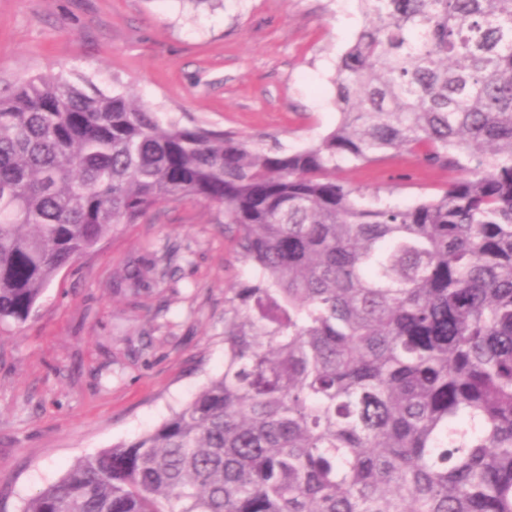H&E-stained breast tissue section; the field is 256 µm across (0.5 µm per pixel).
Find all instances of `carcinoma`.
<instances>
[{"label":"carcinoma","instance_id":"obj_1","mask_svg":"<svg viewBox=\"0 0 512 512\" xmlns=\"http://www.w3.org/2000/svg\"><path fill=\"white\" fill-rule=\"evenodd\" d=\"M309 147L162 121L61 75L0 98V326L117 224L224 209L258 270L224 371L21 512H512V0H357ZM466 176L367 206L346 161Z\"/></svg>","mask_w":512,"mask_h":512}]
</instances>
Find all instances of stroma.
<instances>
[{
	"label": "stroma",
	"mask_w": 512,
	"mask_h": 512,
	"mask_svg": "<svg viewBox=\"0 0 512 512\" xmlns=\"http://www.w3.org/2000/svg\"><path fill=\"white\" fill-rule=\"evenodd\" d=\"M363 24L355 0H0V97L42 74L83 78L160 118L296 150L335 128L336 62ZM336 176L366 202L410 205L454 174L398 152ZM251 275L223 210L189 202L116 225L62 270L34 318L0 329V512L220 375L224 293Z\"/></svg>",
	"instance_id": "obj_1"
}]
</instances>
